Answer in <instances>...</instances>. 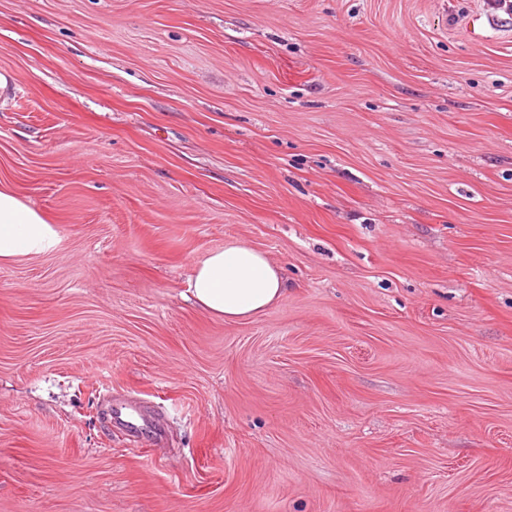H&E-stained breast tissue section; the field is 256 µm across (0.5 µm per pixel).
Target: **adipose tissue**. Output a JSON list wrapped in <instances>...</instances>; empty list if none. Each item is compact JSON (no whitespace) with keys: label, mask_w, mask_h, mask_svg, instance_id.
I'll list each match as a JSON object with an SVG mask.
<instances>
[{"label":"adipose tissue","mask_w":512,"mask_h":512,"mask_svg":"<svg viewBox=\"0 0 512 512\" xmlns=\"http://www.w3.org/2000/svg\"><path fill=\"white\" fill-rule=\"evenodd\" d=\"M60 242L53 225L26 204L14 190L0 183V266L25 257L45 255ZM286 292L281 268L258 249L231 239L210 251L193 267L187 293L210 315L246 320L275 305Z\"/></svg>","instance_id":"obj_1"}]
</instances>
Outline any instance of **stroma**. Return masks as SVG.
Segmentation results:
<instances>
[{"instance_id": "35a3bbf8", "label": "stroma", "mask_w": 512, "mask_h": 512, "mask_svg": "<svg viewBox=\"0 0 512 512\" xmlns=\"http://www.w3.org/2000/svg\"><path fill=\"white\" fill-rule=\"evenodd\" d=\"M0 73L61 238L0 267V512H512V15L0 0ZM230 238L288 281L240 322ZM286 290L281 268L246 242L230 239L194 265L187 293L208 314L239 321L266 311ZM111 419L117 427H128L134 431L147 433L153 440H158L161 436L160 427L145 420L134 408L120 406L113 410Z\"/></svg>"}]
</instances>
